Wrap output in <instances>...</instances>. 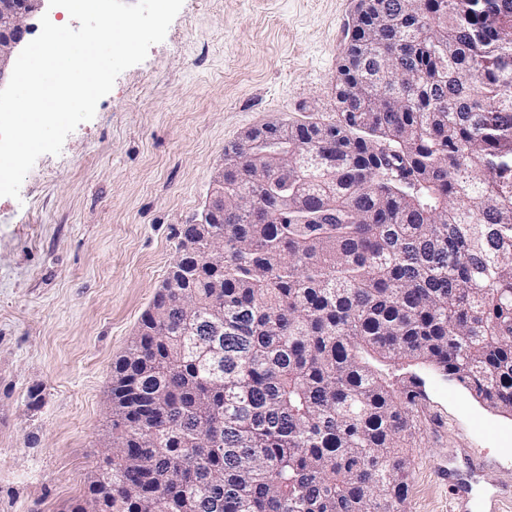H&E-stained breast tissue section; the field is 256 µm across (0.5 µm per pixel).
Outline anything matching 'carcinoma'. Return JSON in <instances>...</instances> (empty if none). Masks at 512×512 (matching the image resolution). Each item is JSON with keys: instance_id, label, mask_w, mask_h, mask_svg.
<instances>
[{"instance_id": "cac0c4a2", "label": "carcinoma", "mask_w": 512, "mask_h": 512, "mask_svg": "<svg viewBox=\"0 0 512 512\" xmlns=\"http://www.w3.org/2000/svg\"><path fill=\"white\" fill-rule=\"evenodd\" d=\"M362 7L336 118L275 162L224 149V336L179 252L189 305L115 363L112 456L71 512H398L421 372L512 416V0ZM367 75L401 96L368 111Z\"/></svg>"}]
</instances>
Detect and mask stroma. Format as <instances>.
Wrapping results in <instances>:
<instances>
[{"label":"stroma","mask_w":512,"mask_h":512,"mask_svg":"<svg viewBox=\"0 0 512 512\" xmlns=\"http://www.w3.org/2000/svg\"><path fill=\"white\" fill-rule=\"evenodd\" d=\"M358 0H183L92 120L0 197V512H67L103 457L112 366L252 128L336 116ZM405 512H448L439 464L512 483V417L425 376Z\"/></svg>","instance_id":"35a3bbf8"}]
</instances>
